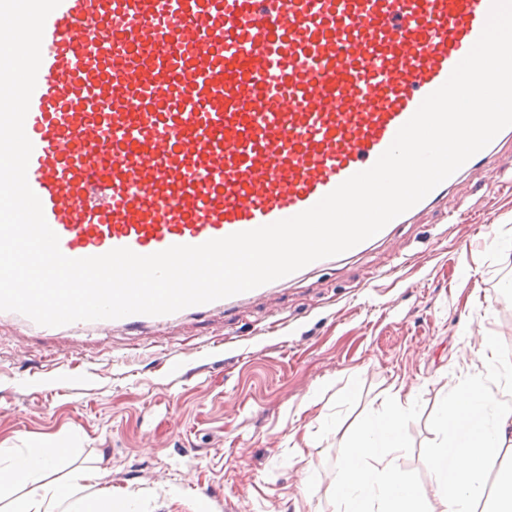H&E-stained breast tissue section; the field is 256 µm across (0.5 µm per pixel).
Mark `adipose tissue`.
Here are the masks:
<instances>
[{
  "label": "adipose tissue",
  "mask_w": 512,
  "mask_h": 512,
  "mask_svg": "<svg viewBox=\"0 0 512 512\" xmlns=\"http://www.w3.org/2000/svg\"><path fill=\"white\" fill-rule=\"evenodd\" d=\"M480 362L475 378L449 385L435 420L440 444L426 455L431 498L420 496L400 465L414 394L398 392L343 446L332 481L333 512H477L492 460L512 447V359L487 336ZM64 452L63 443L46 439L0 463V494L8 496L0 512H112V489L103 483L107 469H74L63 484L53 479Z\"/></svg>",
  "instance_id": "ef3b65f1"
}]
</instances>
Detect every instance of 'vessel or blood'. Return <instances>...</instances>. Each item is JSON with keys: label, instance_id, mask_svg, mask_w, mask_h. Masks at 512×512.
<instances>
[{"label": "vessel or blood", "instance_id": "obj_1", "mask_svg": "<svg viewBox=\"0 0 512 512\" xmlns=\"http://www.w3.org/2000/svg\"><path fill=\"white\" fill-rule=\"evenodd\" d=\"M492 0H61L25 120L61 252L148 255L292 217L370 168ZM512 127L418 204L492 167Z\"/></svg>", "mask_w": 512, "mask_h": 512}]
</instances>
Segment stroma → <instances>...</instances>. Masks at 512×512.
Returning a JSON list of instances; mask_svg holds the SVG:
<instances>
[{"label":"stroma","instance_id":"stroma-1","mask_svg":"<svg viewBox=\"0 0 512 512\" xmlns=\"http://www.w3.org/2000/svg\"><path fill=\"white\" fill-rule=\"evenodd\" d=\"M502 165L273 293L160 326L38 333L0 319V458L54 436L58 464L111 469L137 512H330L351 430L396 387L414 391L401 460L422 496L448 386L474 372L479 336L512 356V144ZM470 267V279L461 270Z\"/></svg>","mask_w":512,"mask_h":512}]
</instances>
